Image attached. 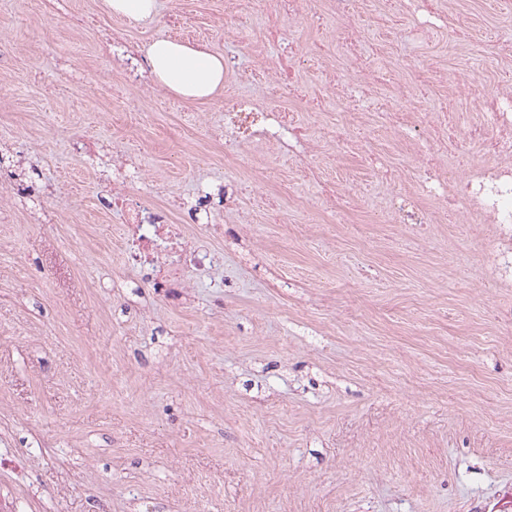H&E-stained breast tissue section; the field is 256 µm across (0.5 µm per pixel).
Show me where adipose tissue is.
Instances as JSON below:
<instances>
[{"label": "adipose tissue", "instance_id": "adipose-tissue-1", "mask_svg": "<svg viewBox=\"0 0 512 512\" xmlns=\"http://www.w3.org/2000/svg\"><path fill=\"white\" fill-rule=\"evenodd\" d=\"M147 56L155 82L179 96L206 98L224 84L223 56L167 39L152 42Z\"/></svg>", "mask_w": 512, "mask_h": 512}]
</instances>
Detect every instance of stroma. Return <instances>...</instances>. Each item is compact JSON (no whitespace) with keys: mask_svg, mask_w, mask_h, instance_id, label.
<instances>
[{"mask_svg":"<svg viewBox=\"0 0 512 512\" xmlns=\"http://www.w3.org/2000/svg\"><path fill=\"white\" fill-rule=\"evenodd\" d=\"M428 0L415 20L360 0L359 58L324 32L271 37L227 0H158L137 22L104 0H0V502L37 512H499L512 501V279L489 224H375L417 190L394 136L341 151L326 73L365 60L416 111L512 88V7ZM188 30L234 58L203 101L154 90L146 48ZM290 47L269 99L258 60ZM460 68L471 89L450 83ZM292 112L316 147L248 144L256 186L224 155V95ZM349 197L336 216L325 186ZM168 208L211 266L154 288L102 197ZM280 210L282 222L269 220Z\"/></svg>","mask_w":512,"mask_h":512,"instance_id":"1","label":"stroma"}]
</instances>
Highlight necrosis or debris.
<instances>
[{
    "instance_id": "4bbe7bcc",
    "label": "necrosis or debris",
    "mask_w": 512,
    "mask_h": 512,
    "mask_svg": "<svg viewBox=\"0 0 512 512\" xmlns=\"http://www.w3.org/2000/svg\"><path fill=\"white\" fill-rule=\"evenodd\" d=\"M341 91L336 98V115L378 112L383 116L386 133L399 135L410 132L416 143L418 170L425 176L422 192L435 199L451 198L459 203V221L463 224H493L501 238L512 241V90L494 94L490 100H474L482 112L486 127L496 131L491 147L498 155L497 163L479 171L467 160H458L448 175H434L437 160L447 154L457 124L445 112L420 113L411 121L405 107L406 97L400 84L388 71L359 66L357 73L340 75ZM385 91L384 99L370 97L371 87ZM294 115L279 110L249 108L235 95L224 99V132L231 142L242 144L258 132L278 141L299 140ZM113 209L121 212L125 226L124 253L130 266L151 270L166 265L167 277L161 280L164 288L178 284L186 269L202 270L211 263L204 250L184 249L180 225L171 221L170 213L162 207L144 208L134 200L113 196Z\"/></svg>"
}]
</instances>
